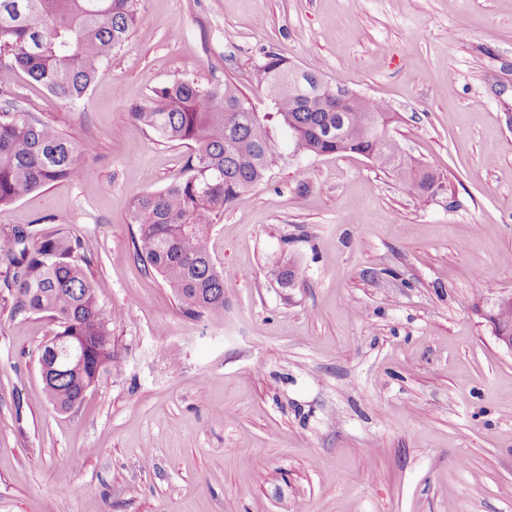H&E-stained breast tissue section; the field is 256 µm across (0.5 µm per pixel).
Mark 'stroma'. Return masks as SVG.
Instances as JSON below:
<instances>
[{
    "label": "stroma",
    "instance_id": "obj_1",
    "mask_svg": "<svg viewBox=\"0 0 512 512\" xmlns=\"http://www.w3.org/2000/svg\"><path fill=\"white\" fill-rule=\"evenodd\" d=\"M87 99L11 95L93 145L77 181L0 208L93 260L119 365L67 413L39 355L55 326L0 309V512H512V0H139ZM387 102L445 182L431 201L365 156L287 153L208 232L224 321L187 318L132 245L133 192L190 146L130 107L181 78L251 81L267 53ZM293 267L282 288L270 272Z\"/></svg>",
    "mask_w": 512,
    "mask_h": 512
}]
</instances>
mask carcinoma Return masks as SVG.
Masks as SVG:
<instances>
[{
    "mask_svg": "<svg viewBox=\"0 0 512 512\" xmlns=\"http://www.w3.org/2000/svg\"><path fill=\"white\" fill-rule=\"evenodd\" d=\"M138 0H0V93L23 71L70 102L83 99L98 70L139 22ZM291 64L269 53L253 69V84L268 96L258 112L226 79L202 86L189 79L165 83L131 108L132 118L168 143L189 144L188 175L155 192L137 191L130 220L134 251L175 291L183 313L224 320V270L206 246V230L244 190L267 178L284 158L286 143L319 156L366 155L402 184L429 199L443 181L429 166L406 157L387 129L391 107L354 93L340 82L306 84ZM92 145L5 100L0 109V207L61 179L77 180ZM81 242L65 232L46 234L37 224L0 231V302L13 316L46 313L57 324L41 353L48 402L58 411L78 406L100 376L117 367L112 322L119 313L100 306ZM82 349V359H59L50 369L56 338Z\"/></svg>",
    "mask_w": 512,
    "mask_h": 512,
    "instance_id": "carcinoma-1",
    "label": "carcinoma"
}]
</instances>
